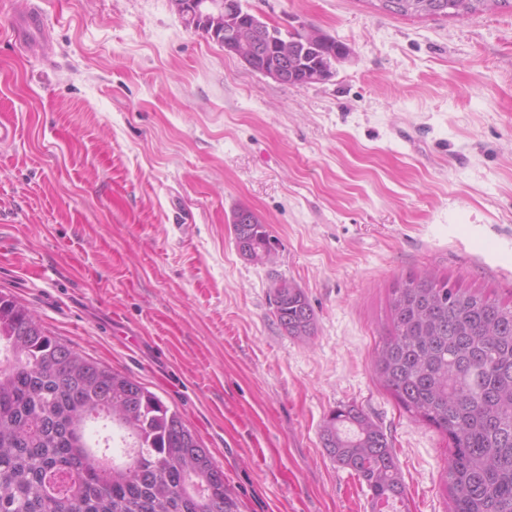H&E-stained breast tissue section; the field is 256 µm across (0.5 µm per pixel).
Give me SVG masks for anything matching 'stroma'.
<instances>
[{"instance_id":"1","label":"stroma","mask_w":512,"mask_h":512,"mask_svg":"<svg viewBox=\"0 0 512 512\" xmlns=\"http://www.w3.org/2000/svg\"><path fill=\"white\" fill-rule=\"evenodd\" d=\"M38 4L33 55L9 26ZM348 49L292 86L171 0H0V291L177 410L242 512H372L320 431L353 405L397 453L411 512H448L447 439L381 387L395 283L430 271L512 299V14L431 20L366 0H247ZM277 241L244 258L232 215ZM306 294L283 332L271 286ZM273 315L289 336L305 339L315 333V315L301 288L284 278L272 285Z\"/></svg>"}]
</instances>
